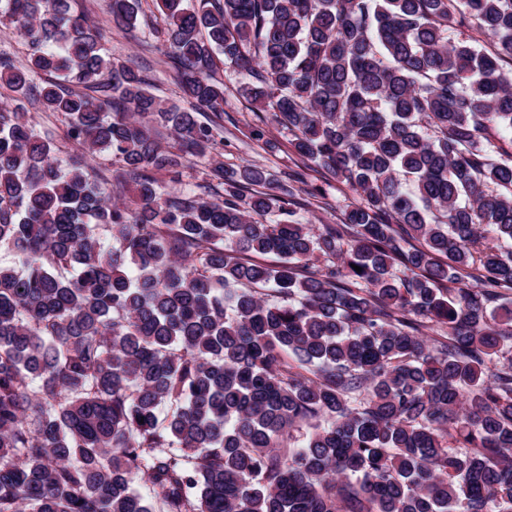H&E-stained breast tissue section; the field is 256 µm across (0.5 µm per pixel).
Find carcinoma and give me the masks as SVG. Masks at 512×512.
<instances>
[{"label":"carcinoma","instance_id":"1","mask_svg":"<svg viewBox=\"0 0 512 512\" xmlns=\"http://www.w3.org/2000/svg\"><path fill=\"white\" fill-rule=\"evenodd\" d=\"M74 4L0 0V512H512V0H158L186 107ZM219 56L341 223L218 160ZM0 54H6L17 66L26 64L27 51L20 38L10 28L0 24ZM25 112H29L36 123L40 126L52 128L55 135V142L61 150V156H65L72 149V145L66 137L67 127L63 118L52 112H43L32 108L26 99L21 101ZM187 167L184 169L183 185L188 189H195L198 193H202L205 196H209L210 199H216L218 196H223L224 191L220 189L219 193H210L208 189L204 192V189H199L198 186L205 185L208 181L207 173L209 169L207 163L203 160L193 158L191 162L186 164ZM305 171L307 180L321 189L323 197L311 200L313 205L300 210L302 220L311 224L340 223L345 210L358 201V196L326 171Z\"/></svg>","mask_w":512,"mask_h":512}]
</instances>
